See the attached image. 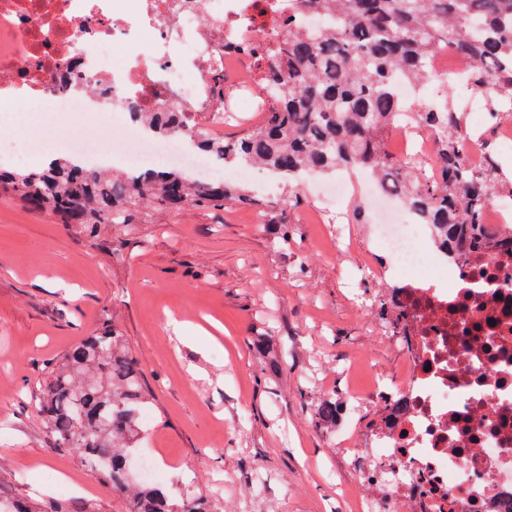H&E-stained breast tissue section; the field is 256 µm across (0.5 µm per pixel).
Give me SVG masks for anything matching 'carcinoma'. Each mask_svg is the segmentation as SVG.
<instances>
[{
	"instance_id": "cac0c4a2",
	"label": "carcinoma",
	"mask_w": 512,
	"mask_h": 512,
	"mask_svg": "<svg viewBox=\"0 0 512 512\" xmlns=\"http://www.w3.org/2000/svg\"><path fill=\"white\" fill-rule=\"evenodd\" d=\"M452 45L471 69L463 76L481 93L491 121L512 118V0H288V23L276 34L259 72L266 112L260 126L233 139L197 129L194 141L222 163H255L288 180L282 204H298L308 174L367 171L401 194L424 224L448 235L479 233L495 193L512 185L488 140L484 168L468 167L472 137L465 113L444 95L409 108L397 92L400 76L422 88L437 75L429 59ZM403 112L435 138L436 157L393 156L386 142ZM158 138L181 129L169 118L139 112ZM79 224H125L151 204L222 207L252 201L223 181L197 182L176 168L136 176L85 171L55 156L36 170L0 172V197ZM41 412L60 448L75 453L98 478L120 492L126 512H209L199 498L161 484H140L128 463L140 441V412L151 394L123 336L104 328L56 359L40 385ZM316 423L336 424V397L324 399Z\"/></svg>"
}]
</instances>
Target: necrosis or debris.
<instances>
[{"label": "necrosis or debris", "instance_id": "4bbe7bcc", "mask_svg": "<svg viewBox=\"0 0 512 512\" xmlns=\"http://www.w3.org/2000/svg\"><path fill=\"white\" fill-rule=\"evenodd\" d=\"M288 0H0V98L41 124L105 113L120 168L163 162L205 171L216 160L189 128L159 140L135 113H207L224 135V82L272 40ZM128 48L121 58L112 50ZM193 77L192 92L179 78ZM377 245L358 261L383 284L374 330L407 349L397 381L372 379L382 411L348 440L356 512H512V209L487 204L481 235L462 242L420 223L398 194H363Z\"/></svg>", "mask_w": 512, "mask_h": 512}]
</instances>
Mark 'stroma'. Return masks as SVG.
Wrapping results in <instances>:
<instances>
[{"label":"stroma","instance_id":"obj_1","mask_svg":"<svg viewBox=\"0 0 512 512\" xmlns=\"http://www.w3.org/2000/svg\"><path fill=\"white\" fill-rule=\"evenodd\" d=\"M0 114V140L25 134L32 150L71 122L25 129ZM240 183L254 203L143 210L87 235L78 225L0 200V495L29 512H122L118 493L58 447L37 407L57 357L111 322L153 394L139 443L164 480L204 496L211 512H331L356 476L334 434L316 427L328 395L397 378L405 348L368 328L380 284L362 282L352 256L373 248L371 227L313 212L325 181L309 180L286 213L295 232L273 248L272 210L288 188L250 166ZM345 236L351 252L330 251ZM285 352L273 373L253 348ZM350 362L346 374L339 362Z\"/></svg>","mask_w":512,"mask_h":512}]
</instances>
